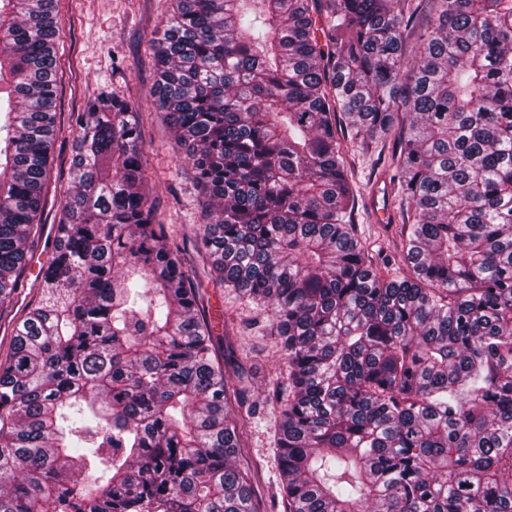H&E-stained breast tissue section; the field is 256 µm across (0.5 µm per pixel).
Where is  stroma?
<instances>
[{
    "label": "stroma",
    "instance_id": "stroma-1",
    "mask_svg": "<svg viewBox=\"0 0 512 512\" xmlns=\"http://www.w3.org/2000/svg\"><path fill=\"white\" fill-rule=\"evenodd\" d=\"M58 78L61 131L52 151L50 176L39 215L40 232L25 260L24 274L10 303L0 308V353H7L15 323L42 295L44 253L51 248L56 224L70 187V161L76 135L73 115L103 88L129 101L138 112L144 140L146 177L157 200L159 220L167 224L174 243L188 245L185 269L201 283L206 316L213 326L217 351L232 355L253 383L260 415L248 425L246 448L238 464L254 478L259 512H282L275 435L278 405L268 395L285 383L287 370L277 339L270 332V307L241 299L221 287L206 254L193 251L199 233L200 193L194 186L184 153L172 139L152 89L155 68L151 44L162 32L171 0H58ZM347 166L357 190L353 215L356 233L372 255L384 259L390 275L403 276L399 222L401 201L385 196L386 220H379L375 193L389 179L377 152L362 151L357 141L344 140Z\"/></svg>",
    "mask_w": 512,
    "mask_h": 512
}]
</instances>
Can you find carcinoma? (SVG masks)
I'll return each mask as SVG.
<instances>
[{
  "label": "carcinoma",
  "instance_id": "1",
  "mask_svg": "<svg viewBox=\"0 0 512 512\" xmlns=\"http://www.w3.org/2000/svg\"><path fill=\"white\" fill-rule=\"evenodd\" d=\"M55 34L56 0H0V306L59 132ZM152 49L199 244L272 307L286 512H512V0H174ZM338 114L393 144L402 277L353 234ZM75 126L44 298L0 358V512H257L258 403L156 219L140 124L104 92Z\"/></svg>",
  "mask_w": 512,
  "mask_h": 512
}]
</instances>
